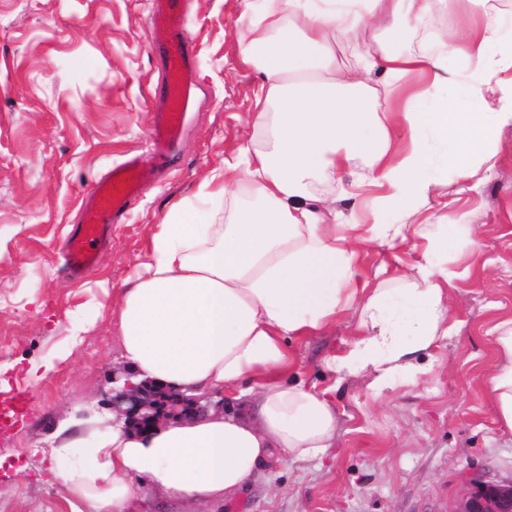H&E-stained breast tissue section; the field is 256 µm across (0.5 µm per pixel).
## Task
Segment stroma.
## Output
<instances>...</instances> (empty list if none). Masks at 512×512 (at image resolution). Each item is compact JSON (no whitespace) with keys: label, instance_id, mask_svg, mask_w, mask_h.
I'll return each mask as SVG.
<instances>
[{"label":"stroma","instance_id":"obj_1","mask_svg":"<svg viewBox=\"0 0 512 512\" xmlns=\"http://www.w3.org/2000/svg\"><path fill=\"white\" fill-rule=\"evenodd\" d=\"M152 0H0V409L24 394L0 430V505L7 512H63L47 481L58 421L105 413L120 346L112 324L119 290L156 224L193 198L248 135L256 75L242 66V0H188L197 95L170 160L148 181L92 271H64L83 199L127 157L152 153L148 130L161 105L164 60L150 44ZM495 167L456 227L445 261L461 278L449 299L458 326L435 350L430 387H399L367 402L366 383L336 393L335 448L319 461L275 463L249 488L200 512H454L467 476L512 479V432L487 395L495 362L487 335L512 317V126ZM477 251H469L470 239ZM94 300L83 343L71 346L70 312ZM355 318L293 341L300 377L327 384L324 358L349 339ZM55 371L33 381L49 358Z\"/></svg>","mask_w":512,"mask_h":512}]
</instances>
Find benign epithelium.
<instances>
[{
  "instance_id": "benign-epithelium-1",
  "label": "benign epithelium",
  "mask_w": 512,
  "mask_h": 512,
  "mask_svg": "<svg viewBox=\"0 0 512 512\" xmlns=\"http://www.w3.org/2000/svg\"><path fill=\"white\" fill-rule=\"evenodd\" d=\"M131 373L112 370L108 405L126 428L148 433L171 422L187 421L210 409L224 410V396H187L152 381H130ZM472 489L463 497L455 512H512V481L469 479Z\"/></svg>"
}]
</instances>
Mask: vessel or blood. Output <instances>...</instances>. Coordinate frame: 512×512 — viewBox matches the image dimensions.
Listing matches in <instances>:
<instances>
[{"label":"vessel or blood","instance_id":"obj_1","mask_svg":"<svg viewBox=\"0 0 512 512\" xmlns=\"http://www.w3.org/2000/svg\"><path fill=\"white\" fill-rule=\"evenodd\" d=\"M152 40L164 54V101L154 112L149 129L152 149L158 160H167L181 131L186 112L195 99L193 61L185 21L184 0H152L149 21ZM143 163L130 157L114 166L83 202V222L68 242L71 276L80 277L92 269L100 250L112 235L142 190Z\"/></svg>","mask_w":512,"mask_h":512}]
</instances>
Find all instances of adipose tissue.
<instances>
[{"label": "adipose tissue", "instance_id": "1", "mask_svg": "<svg viewBox=\"0 0 512 512\" xmlns=\"http://www.w3.org/2000/svg\"><path fill=\"white\" fill-rule=\"evenodd\" d=\"M478 2L438 30L436 0H245L252 134L212 171L200 205L174 204L158 224L115 325L133 382L221 391L230 407L253 402L255 418L211 411L137 434L71 414L50 452L67 512H125L149 492L223 501L275 462L335 447L339 380L363 379L379 402L433 373L427 355L456 329L457 275L439 263L454 227L438 188L494 167L512 125V18ZM418 34L424 43L406 48ZM340 36L353 38L354 63L338 60ZM360 196L369 217H343L337 200ZM377 241L423 249L368 279L361 262ZM349 311L353 338L324 362L335 383L293 375L288 341ZM489 333L488 396L512 431V318Z\"/></svg>", "mask_w": 512, "mask_h": 512}]
</instances>
